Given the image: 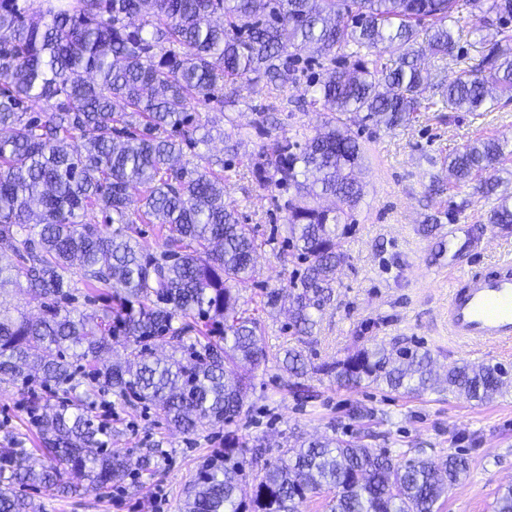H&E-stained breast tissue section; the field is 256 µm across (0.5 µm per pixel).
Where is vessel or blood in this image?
<instances>
[{
	"instance_id": "obj_1",
	"label": "vessel or blood",
	"mask_w": 512,
	"mask_h": 512,
	"mask_svg": "<svg viewBox=\"0 0 512 512\" xmlns=\"http://www.w3.org/2000/svg\"><path fill=\"white\" fill-rule=\"evenodd\" d=\"M448 328L467 343L512 345V260L500 259L487 271L462 273L448 300Z\"/></svg>"
}]
</instances>
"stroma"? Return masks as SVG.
<instances>
[{
    "instance_id": "1",
    "label": "stroma",
    "mask_w": 512,
    "mask_h": 512,
    "mask_svg": "<svg viewBox=\"0 0 512 512\" xmlns=\"http://www.w3.org/2000/svg\"><path fill=\"white\" fill-rule=\"evenodd\" d=\"M296 90L278 92L265 84L245 85L239 103L230 110L198 105L214 138L205 152L224 160V202L256 230L260 248L255 278L239 290L242 308L258 314L264 326L263 344L269 351L295 345L288 316H269L260 308L262 289L288 286L299 267L285 238L284 203L287 192L259 185L252 175L256 154L272 148L276 139L306 142L320 128L322 106L298 108ZM270 105L278 126L262 133L258 112ZM240 146L226 155L224 136ZM492 137L512 150V104L472 118L459 113L447 121L435 110L418 112L406 127L393 131L363 129L359 141L366 151L362 180L365 195L354 212V226L344 240L349 259L337 275L335 296L320 316L310 346L314 363H331L347 352L381 343L402 341L428 349L438 369L462 361L500 363L512 368V351L462 344L448 336V290L459 273L499 258H512V237L486 233L468 257L453 261L437 255L447 228L421 234L426 215L446 211L449 201H466L459 228L480 223L488 204L468 188L449 187L426 197L432 176H447L445 159L454 148L476 138ZM288 375L277 367L258 374L245 397L244 413L235 434L243 445L262 441L282 443L290 434L328 435L348 439L363 436L365 444L392 455L413 454L421 448L434 458L466 454V474L448 488L441 512H493L498 492L512 485V380L502 393L485 402L462 396L426 392H388L368 384L337 386L327 376L309 381L312 396L297 400L288 391ZM371 410L370 418H350L352 406ZM94 424L112 430L108 446L139 459L150 455L151 467L132 472L108 492L80 491L64 495L53 488L18 487L43 512H150L149 494L163 485L164 512H183L188 487L203 462L224 450L222 426L187 435L170 427L154 407L138 401L93 399L89 412ZM41 440L28 414V395L20 386L0 385V449L36 452Z\"/></svg>"
}]
</instances>
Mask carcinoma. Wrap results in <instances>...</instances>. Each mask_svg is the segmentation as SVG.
<instances>
[{
    "mask_svg": "<svg viewBox=\"0 0 512 512\" xmlns=\"http://www.w3.org/2000/svg\"><path fill=\"white\" fill-rule=\"evenodd\" d=\"M463 12L479 23L476 57L457 51L448 27ZM428 56L460 68L434 73L422 63ZM324 60L330 65L299 98L328 107L321 129L303 145L285 137L259 151L252 169L261 185L294 191L286 242L303 264L287 289L262 293L269 314L289 305L297 336L296 346L270 353L261 320L239 310L236 292L253 278L257 239L224 206V176L212 159L196 152L184 162L183 146L211 137L194 102L234 107L241 85L261 81L281 92L297 82L299 65ZM429 87L450 121L512 102V0H0V129L8 132L0 137V245L18 259L13 274L0 266V292L23 277L40 298L34 318L0 307V384L28 388L48 460L37 468L23 450L0 454V512L39 508L16 494L17 484L69 494L75 478L95 491L124 481L126 456L105 448L111 431L89 417L96 394L148 403L185 434L222 425L230 435L243 390L269 363L288 372L301 400L312 397L311 373L340 387L368 381L480 402L500 393L502 365L456 363L441 378L432 354L417 347L376 344L319 366L306 354L363 195L355 170L364 150L351 125L405 126ZM504 158L497 139L448 154L455 183L495 197L486 222L463 240L448 230L451 259L489 229L512 235V202L488 177ZM132 189L143 192L134 213ZM321 195L332 207L309 202ZM97 209L116 228L84 222ZM137 218L166 230L160 256L144 253L130 233ZM76 264L83 292L72 278ZM80 295L93 310L67 308ZM119 340L126 361L97 367ZM165 346L171 356L156 357ZM51 390L71 398L41 404L40 392ZM247 452L260 465L248 491ZM468 468L458 453L438 464L422 450L397 458L338 437L285 444L273 461L260 443L230 445L196 473L185 512H302L324 490L329 512H439Z\"/></svg>",
    "mask_w": 512,
    "mask_h": 512,
    "instance_id": "obj_1",
    "label": "carcinoma"
}]
</instances>
